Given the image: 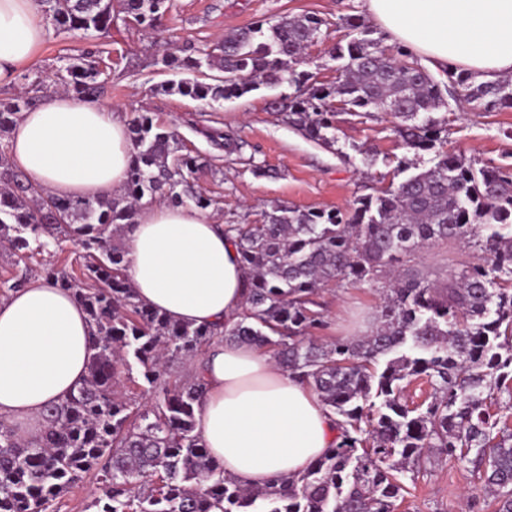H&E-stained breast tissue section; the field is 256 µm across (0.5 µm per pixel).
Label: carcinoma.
Wrapping results in <instances>:
<instances>
[{
	"instance_id": "1",
	"label": "carcinoma",
	"mask_w": 512,
	"mask_h": 512,
	"mask_svg": "<svg viewBox=\"0 0 512 512\" xmlns=\"http://www.w3.org/2000/svg\"><path fill=\"white\" fill-rule=\"evenodd\" d=\"M42 15L88 44L63 58L55 82L95 99L111 79L108 38L118 24L160 28L170 0H39ZM316 15L282 17L234 29L202 58L163 50L156 64L198 73L161 91L207 105L238 98L256 82L293 89L279 102L283 121L327 148L338 143L336 112L379 111L401 119L393 133L407 150L435 152L433 165L359 198L349 212L274 205L262 224H226L246 274L241 319L220 332L183 324L136 298L125 276L128 226L145 198L206 209L194 186L208 161L179 154L175 133L141 114L128 132L134 148L125 196L70 199L26 182L7 163L9 133L32 106L26 94L0 102V239L43 251L54 234L85 252L82 276L48 277L72 293L92 328L81 386L44 413L40 439L23 442L0 423V512H54L82 474L102 472L97 512H395L410 480L434 449L471 464L495 493L496 512H512V426L487 400L512 411V166L436 151L445 127L433 113L464 92L474 112L512 109V80L480 81L448 71L439 79L418 59L371 38L358 18L329 51L336 81L298 71V57L325 36ZM463 242L477 252L444 282L401 275L405 259L435 243ZM382 285L378 323L362 339L328 328L320 294L337 286ZM216 339L255 345L299 378L337 418L336 443L300 477L245 489L224 476L195 433L204 392L200 376L170 382L172 364L203 354ZM162 396L148 407L126 393L128 355ZM429 392L408 404L406 388Z\"/></svg>"
}]
</instances>
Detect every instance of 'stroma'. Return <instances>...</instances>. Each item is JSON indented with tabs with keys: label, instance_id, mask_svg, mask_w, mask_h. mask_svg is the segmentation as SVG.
<instances>
[{
	"label": "stroma",
	"instance_id": "stroma-1",
	"mask_svg": "<svg viewBox=\"0 0 512 512\" xmlns=\"http://www.w3.org/2000/svg\"><path fill=\"white\" fill-rule=\"evenodd\" d=\"M317 15L330 24L328 39L311 46L300 65L318 80L332 82L336 72L328 58L334 41L342 39L347 16L369 20L365 0H172L162 31L119 26L112 31V82L101 103L121 112L126 120L149 113L154 122L171 126L182 152L201 153L213 169L200 180L206 195L219 198L217 214L226 224H260L271 206L346 209L355 200L388 185L398 161L414 160L419 168L429 165V154L413 156L393 134L396 118L379 113L359 123L340 114L338 147L328 149L306 139L288 126L274 103L288 95V86L258 85L241 97L212 108L202 102L160 92V84L184 78L181 70L164 71L154 58L161 47L177 56H199L214 47L230 30L251 25L265 17ZM82 46L68 35L47 27L36 59L26 73L42 79L40 96L58 92L53 74L62 57L80 54ZM446 150L464 154L483 165L512 159V109L470 111L458 101L448 113ZM230 130L244 142L239 152L225 153L223 145L208 137L210 129ZM377 155L375 166L362 163L360 152ZM72 238L56 236L49 250L26 258L12 246H0V297L20 279L45 277L48 268L64 267L75 258ZM471 251L460 243L436 244L405 262L406 270L446 278L448 259H467ZM332 336L359 338L377 323L381 293L368 285L330 287L321 294ZM102 484L97 470L84 473L59 500V512H94ZM494 499L483 492L469 465L445 457L431 458L426 470L410 485L397 512H494Z\"/></svg>",
	"mask_w": 512,
	"mask_h": 512
}]
</instances>
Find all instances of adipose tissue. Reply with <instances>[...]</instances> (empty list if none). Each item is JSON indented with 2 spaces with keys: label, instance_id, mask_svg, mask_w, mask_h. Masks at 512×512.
I'll use <instances>...</instances> for the list:
<instances>
[{
  "label": "adipose tissue",
  "instance_id": "obj_1",
  "mask_svg": "<svg viewBox=\"0 0 512 512\" xmlns=\"http://www.w3.org/2000/svg\"><path fill=\"white\" fill-rule=\"evenodd\" d=\"M391 43L437 70L484 80L512 74V0H366ZM38 0H0V84L44 39ZM132 146L125 117L59 94L22 112L9 158L32 184L62 198L124 194ZM135 295L171 320L238 321L245 305L237 247L210 214L142 202L126 238ZM92 353L87 314L69 292L35 279L0 299V419L30 440L44 412L83 382ZM206 396L196 431L224 473L245 488L298 476L338 437L317 394L253 346L213 343L195 366Z\"/></svg>",
  "mask_w": 512,
  "mask_h": 512
}]
</instances>
